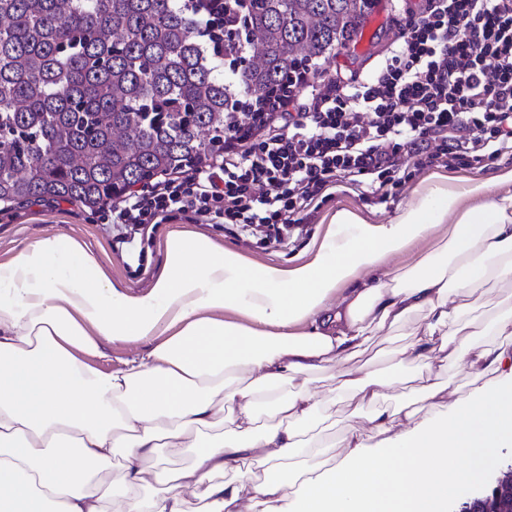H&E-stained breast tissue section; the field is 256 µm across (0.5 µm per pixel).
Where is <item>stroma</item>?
Here are the masks:
<instances>
[{
  "label": "stroma",
  "instance_id": "obj_1",
  "mask_svg": "<svg viewBox=\"0 0 512 512\" xmlns=\"http://www.w3.org/2000/svg\"><path fill=\"white\" fill-rule=\"evenodd\" d=\"M416 0H379L377 7L365 22L367 32L361 35L354 48L341 51L326 60L327 71L347 65L363 73L371 72L378 58L389 46L390 21L398 14L415 9ZM422 174H415L394 201L375 206L352 194H341L323 202L314 219L305 225L303 232L294 237L288 248L265 246L230 231L225 224H202L198 230L212 236L225 247L240 251L260 263H286L301 254L313 238L322 230V220L341 208L357 210L363 217L383 223L389 220L398 208L412 198L414 189L422 181ZM107 209L91 212L65 202H33L0 212V262L7 261L21 245L47 235H64L76 238L94 252L108 277L120 290L132 294L147 293L153 278L163 263L160 243L169 229L187 228L186 220L177 219L168 225H160L151 243L146 248V271L141 277L131 276L127 267V256L115 246L112 235L106 229ZM402 336L378 342L367 353L357 359L356 364L367 373H386L400 369L408 374L412 364L403 361L399 351L405 345Z\"/></svg>",
  "mask_w": 512,
  "mask_h": 512
}]
</instances>
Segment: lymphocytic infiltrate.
Wrapping results in <instances>:
<instances>
[{
    "label": "lymphocytic infiltrate",
    "instance_id": "obj_1",
    "mask_svg": "<svg viewBox=\"0 0 512 512\" xmlns=\"http://www.w3.org/2000/svg\"><path fill=\"white\" fill-rule=\"evenodd\" d=\"M372 72L310 66L224 152L130 193L112 239L145 271V245L181 217L287 247L324 201L388 203L410 170L512 160V0H419Z\"/></svg>",
    "mask_w": 512,
    "mask_h": 512
}]
</instances>
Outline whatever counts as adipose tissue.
Masks as SVG:
<instances>
[{
  "mask_svg": "<svg viewBox=\"0 0 512 512\" xmlns=\"http://www.w3.org/2000/svg\"><path fill=\"white\" fill-rule=\"evenodd\" d=\"M485 187L431 176L382 224L336 210L287 265L172 232L145 294L73 238L24 244L0 263V512H186V489L199 512H448L512 444V304L490 293L512 286V194ZM405 334L425 414L394 403L395 378L350 365ZM150 339L123 367L94 364L101 341ZM464 359L496 382L452 401L443 375ZM341 395L371 427H348L329 468L312 430ZM185 449L189 465H162Z\"/></svg>",
  "mask_w": 512,
  "mask_h": 512,
  "instance_id": "1",
  "label": "adipose tissue"
}]
</instances>
